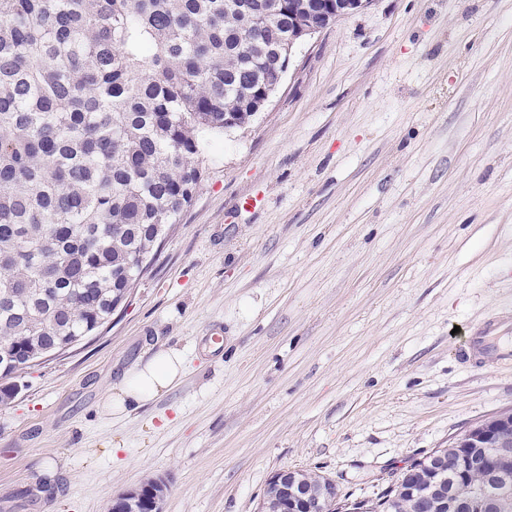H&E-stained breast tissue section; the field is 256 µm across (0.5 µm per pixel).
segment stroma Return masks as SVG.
I'll return each instance as SVG.
<instances>
[{"label":"stroma","instance_id":"obj_1","mask_svg":"<svg viewBox=\"0 0 512 512\" xmlns=\"http://www.w3.org/2000/svg\"><path fill=\"white\" fill-rule=\"evenodd\" d=\"M202 158L126 307L0 401V512H110L150 477L164 512H257L286 469L373 496L512 409V362L460 356L492 318L512 339V0H369ZM169 350L173 387L104 410Z\"/></svg>","mask_w":512,"mask_h":512}]
</instances>
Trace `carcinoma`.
<instances>
[{
  "instance_id": "cac0c4a2",
  "label": "carcinoma",
  "mask_w": 512,
  "mask_h": 512,
  "mask_svg": "<svg viewBox=\"0 0 512 512\" xmlns=\"http://www.w3.org/2000/svg\"><path fill=\"white\" fill-rule=\"evenodd\" d=\"M320 0H0V351L46 355L112 316L119 276L155 254L203 180L224 114L247 125ZM39 288L55 292L42 294ZM455 441L415 459L360 512H398L411 480L472 512H512V485L458 462Z\"/></svg>"
}]
</instances>
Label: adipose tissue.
I'll return each instance as SVG.
<instances>
[{"mask_svg":"<svg viewBox=\"0 0 512 512\" xmlns=\"http://www.w3.org/2000/svg\"><path fill=\"white\" fill-rule=\"evenodd\" d=\"M181 375L180 355L173 351L159 353L109 392L105 408L111 412H124L141 406L171 388Z\"/></svg>","mask_w":512,"mask_h":512,"instance_id":"ef3b65f1","label":"adipose tissue"}]
</instances>
